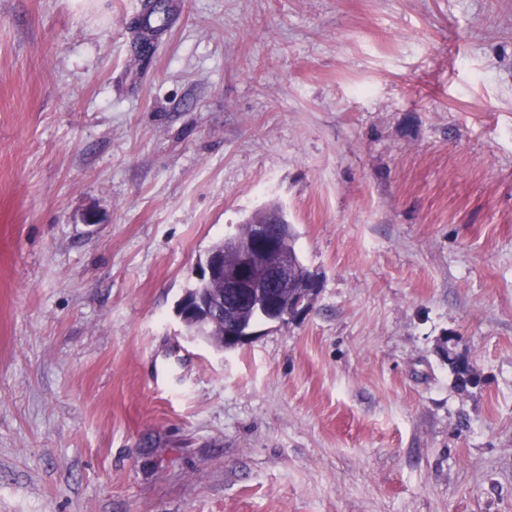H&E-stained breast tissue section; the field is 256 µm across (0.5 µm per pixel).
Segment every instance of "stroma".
I'll return each mask as SVG.
<instances>
[{
	"label": "stroma",
	"mask_w": 512,
	"mask_h": 512,
	"mask_svg": "<svg viewBox=\"0 0 512 512\" xmlns=\"http://www.w3.org/2000/svg\"><path fill=\"white\" fill-rule=\"evenodd\" d=\"M269 205L319 292L218 350ZM0 512H512V0H0Z\"/></svg>",
	"instance_id": "obj_1"
}]
</instances>
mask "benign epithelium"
Returning a JSON list of instances; mask_svg holds the SVG:
<instances>
[{"mask_svg": "<svg viewBox=\"0 0 512 512\" xmlns=\"http://www.w3.org/2000/svg\"><path fill=\"white\" fill-rule=\"evenodd\" d=\"M277 217V212L269 211L252 223L251 235L238 248L239 257L234 265L224 266V249L209 251L206 262L195 272V278L207 285L205 297L194 301L184 298L179 305L178 316L186 328L203 331L221 320L224 327L217 347L230 350L258 336L253 324L236 319L240 307L249 305L267 312L276 297L280 315L273 321L278 323L310 308L317 293L315 288H306L289 298L278 296V288L288 283L292 267L273 240L270 225L277 223Z\"/></svg>", "mask_w": 512, "mask_h": 512, "instance_id": "7a95c632", "label": "benign epithelium"}]
</instances>
